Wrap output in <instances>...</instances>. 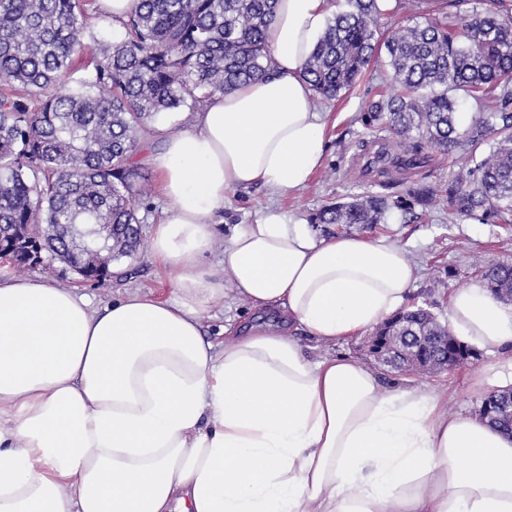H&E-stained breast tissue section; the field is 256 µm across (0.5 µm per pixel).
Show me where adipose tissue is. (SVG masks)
Segmentation results:
<instances>
[{
	"instance_id": "obj_1",
	"label": "adipose tissue",
	"mask_w": 512,
	"mask_h": 512,
	"mask_svg": "<svg viewBox=\"0 0 512 512\" xmlns=\"http://www.w3.org/2000/svg\"><path fill=\"white\" fill-rule=\"evenodd\" d=\"M328 14L279 0L270 75L154 123L168 207L151 250L173 298L95 308L0 280V512H512V435L330 352L403 307L414 266L397 241L319 238L270 209L232 225L219 273L203 264L229 192L294 193L321 168L326 122L301 71ZM230 292L254 318L207 340L202 315ZM448 317L498 351L483 384L511 389L512 306L478 280Z\"/></svg>"
}]
</instances>
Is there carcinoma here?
Listing matches in <instances>:
<instances>
[{"mask_svg": "<svg viewBox=\"0 0 512 512\" xmlns=\"http://www.w3.org/2000/svg\"><path fill=\"white\" fill-rule=\"evenodd\" d=\"M277 0H140L119 21L123 37L99 46L90 76L68 86L92 36L84 0H0V251L18 268L59 260L90 282L112 279V261L141 245L134 196L151 187L133 164L139 133L162 112L191 110L268 73L266 33ZM376 0H345L302 73L315 95L353 88L384 53L400 92L370 103L365 126L414 143L397 162L414 167L424 149L456 153L466 168L448 189L331 203L313 224H385L393 210L446 206L484 224L512 222V13L475 11L452 23L426 21L376 38ZM481 103L457 122L468 99ZM489 146L486 154L481 148ZM493 295L512 300V266L478 268ZM375 335L402 357L412 348L453 368L472 356L403 336H452L424 310L406 309ZM512 434V407L487 416Z\"/></svg>", "mask_w": 512, "mask_h": 512, "instance_id": "obj_1", "label": "carcinoma"}]
</instances>
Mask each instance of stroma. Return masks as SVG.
<instances>
[{
  "label": "stroma",
  "mask_w": 512,
  "mask_h": 512,
  "mask_svg": "<svg viewBox=\"0 0 512 512\" xmlns=\"http://www.w3.org/2000/svg\"><path fill=\"white\" fill-rule=\"evenodd\" d=\"M487 6V0H418L413 7H399L381 14L378 36L386 38L398 27H410L429 18L453 20ZM392 90L390 70L381 61L371 64L355 87L339 97L331 100L315 98L316 109L328 115L329 145L322 167L307 187L293 194H281L263 186L229 192L218 216L215 245L205 255L204 265L221 269L230 226L253 222L268 208L307 220L322 206L347 201L354 196L394 197L421 187H446L462 167L461 160L454 155L431 150L420 167L406 171L389 162L376 161L380 149H389L396 155L402 153L403 148L389 131L366 128L361 115L369 101L382 98ZM134 205L142 221L144 243L136 254L114 263L111 281L101 285L77 284L76 274L56 261L28 267L23 270V277L40 278L53 286L75 290L96 307L120 298L129 290L162 299L172 297L173 286L155 263L148 245L153 226L161 219L166 202L155 192L150 198L135 200ZM314 231L320 237L357 235L375 238L386 235L397 240L416 270L407 306L429 308L442 322L448 319L450 296L479 280L476 261L512 265V224H484L472 218L452 221L444 208L419 213L414 220L395 211L384 224L364 228L318 224ZM335 353L370 368L384 389L409 385L445 392L449 396L447 409L452 414L479 412L484 396L478 390L477 381L491 360L486 351L478 350L467 363L450 370L433 374L405 373L370 353L368 337L364 334L337 343Z\"/></svg>",
  "instance_id": "1"
}]
</instances>
